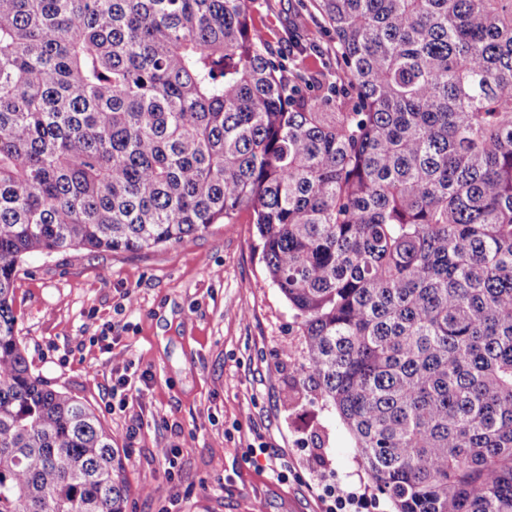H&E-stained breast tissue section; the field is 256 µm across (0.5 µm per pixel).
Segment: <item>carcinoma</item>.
Instances as JSON below:
<instances>
[{
	"label": "carcinoma",
	"instance_id": "1",
	"mask_svg": "<svg viewBox=\"0 0 512 512\" xmlns=\"http://www.w3.org/2000/svg\"><path fill=\"white\" fill-rule=\"evenodd\" d=\"M250 2L0 0V512L130 495L95 410L30 370L22 258L244 208L395 512H512V0H309L344 97Z\"/></svg>",
	"mask_w": 512,
	"mask_h": 512
}]
</instances>
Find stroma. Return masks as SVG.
<instances>
[{
	"mask_svg": "<svg viewBox=\"0 0 512 512\" xmlns=\"http://www.w3.org/2000/svg\"><path fill=\"white\" fill-rule=\"evenodd\" d=\"M299 0H253L270 45L288 49ZM32 372L95 408L127 462L129 512H391L333 410L305 390L293 314L265 273L241 211L234 223L137 253L33 254L14 284ZM145 378L113 409L120 376ZM179 453L169 476L158 439ZM263 441L269 459L242 453ZM287 464V480L275 471ZM151 488L140 492L142 478Z\"/></svg>",
	"mask_w": 512,
	"mask_h": 512,
	"instance_id": "35a3bbf8",
	"label": "stroma"
}]
</instances>
